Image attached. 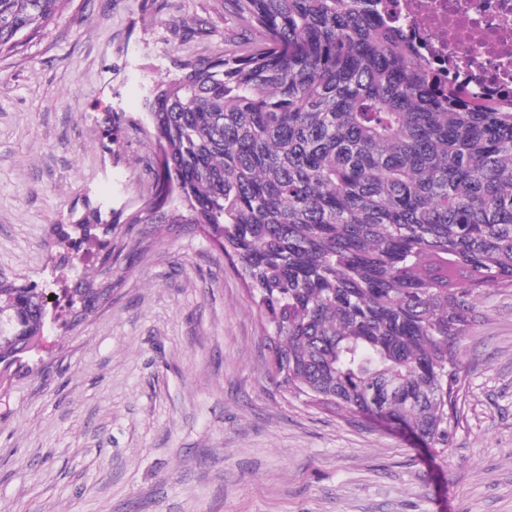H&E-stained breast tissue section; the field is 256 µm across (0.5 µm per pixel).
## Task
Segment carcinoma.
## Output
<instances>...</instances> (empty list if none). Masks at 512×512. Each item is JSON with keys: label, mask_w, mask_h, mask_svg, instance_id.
Segmentation results:
<instances>
[{"label": "carcinoma", "mask_w": 512, "mask_h": 512, "mask_svg": "<svg viewBox=\"0 0 512 512\" xmlns=\"http://www.w3.org/2000/svg\"><path fill=\"white\" fill-rule=\"evenodd\" d=\"M68 0H0V57ZM374 0H224L252 48L174 63L145 99L155 191L128 224L205 231L236 266L287 393L446 453L458 343L512 289V104L463 91ZM73 322L109 288H77ZM0 282V365L47 323Z\"/></svg>", "instance_id": "carcinoma-1"}]
</instances>
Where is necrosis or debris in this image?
<instances>
[{"label": "necrosis or debris", "mask_w": 512, "mask_h": 512, "mask_svg": "<svg viewBox=\"0 0 512 512\" xmlns=\"http://www.w3.org/2000/svg\"><path fill=\"white\" fill-rule=\"evenodd\" d=\"M441 71L475 90L512 91V0H379Z\"/></svg>", "instance_id": "necrosis-or-debris-1"}]
</instances>
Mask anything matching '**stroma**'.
Segmentation results:
<instances>
[{"mask_svg": "<svg viewBox=\"0 0 512 512\" xmlns=\"http://www.w3.org/2000/svg\"><path fill=\"white\" fill-rule=\"evenodd\" d=\"M261 40L224 0H69L0 57V280L49 310L0 377V512H512V289L481 293L460 344L444 458L278 388L233 262L127 223L155 189L149 90ZM90 209L111 233L73 231ZM107 254L109 300L71 325Z\"/></svg>", "mask_w": 512, "mask_h": 512, "instance_id": "obj_1", "label": "stroma"}]
</instances>
